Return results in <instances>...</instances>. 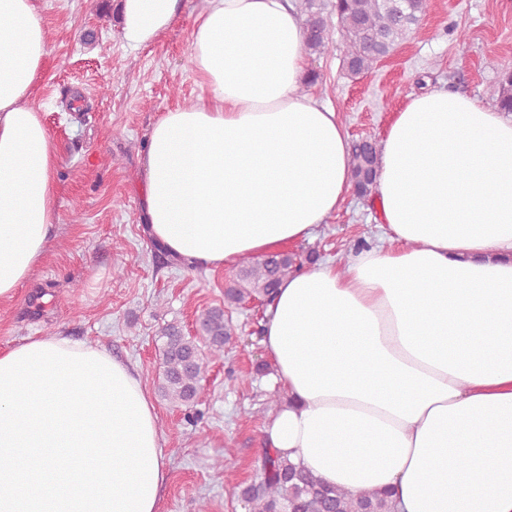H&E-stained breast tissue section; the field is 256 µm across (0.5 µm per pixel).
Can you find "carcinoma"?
Wrapping results in <instances>:
<instances>
[{"label": "carcinoma", "mask_w": 512, "mask_h": 512, "mask_svg": "<svg viewBox=\"0 0 512 512\" xmlns=\"http://www.w3.org/2000/svg\"><path fill=\"white\" fill-rule=\"evenodd\" d=\"M333 18L323 15L317 0H304V39L308 49L323 52L340 32L345 48L344 64L360 74L374 69L379 60L402 44L427 13L429 0H333ZM496 106L512 112V70L498 75ZM379 161L377 147L368 142L352 150V182L356 194L372 192ZM299 270L296 257L281 253L267 261L260 259L237 274L238 287L224 294L231 307L247 297L271 299L280 282ZM204 345L170 323L162 329L163 373L158 384L161 397L177 406L193 405L201 393L205 365L224 356V345L233 335L226 310L215 307L199 318ZM242 494L252 512H391L386 495L357 494L329 487L310 472L286 459L265 452L260 473L245 486Z\"/></svg>", "instance_id": "carcinoma-1"}]
</instances>
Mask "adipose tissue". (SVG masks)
<instances>
[{"label": "adipose tissue", "mask_w": 512, "mask_h": 512, "mask_svg": "<svg viewBox=\"0 0 512 512\" xmlns=\"http://www.w3.org/2000/svg\"><path fill=\"white\" fill-rule=\"evenodd\" d=\"M180 8L120 0L125 44L156 42ZM191 49L208 94L151 128L149 236L206 268L309 240L348 198L352 145L304 89L292 0H206ZM50 55L37 0H0V303L56 222L38 102ZM379 149L380 236L283 279L265 310L286 394L268 446L327 485L392 490L395 512H512V116L435 88L409 96Z\"/></svg>", "instance_id": "ef3b65f1"}]
</instances>
